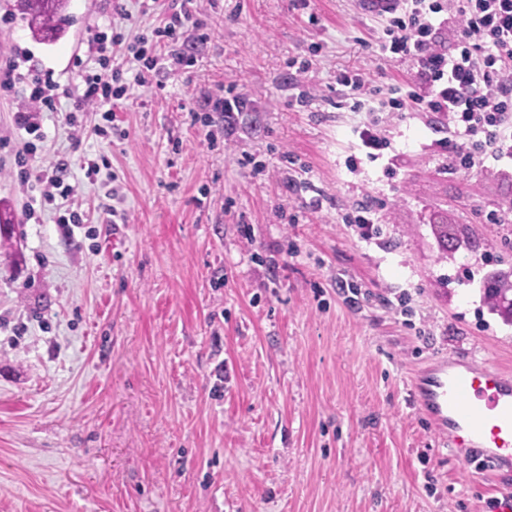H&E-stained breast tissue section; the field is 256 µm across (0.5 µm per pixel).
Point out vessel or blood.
Segmentation results:
<instances>
[{
  "label": "vessel or blood",
  "mask_w": 512,
  "mask_h": 512,
  "mask_svg": "<svg viewBox=\"0 0 512 512\" xmlns=\"http://www.w3.org/2000/svg\"><path fill=\"white\" fill-rule=\"evenodd\" d=\"M410 398L452 451H471L475 477L512 465V374L436 361L414 378Z\"/></svg>",
  "instance_id": "1"
}]
</instances>
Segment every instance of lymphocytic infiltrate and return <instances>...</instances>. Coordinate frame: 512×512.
<instances>
[{
    "label": "lymphocytic infiltrate",
    "instance_id": "obj_1",
    "mask_svg": "<svg viewBox=\"0 0 512 512\" xmlns=\"http://www.w3.org/2000/svg\"><path fill=\"white\" fill-rule=\"evenodd\" d=\"M122 42L117 32L92 36L88 58L74 60L81 77L75 93L52 73L29 80L14 61H6L0 68V94L23 82L29 85L28 105L14 116L18 129L39 135L42 113L56 111L60 98L70 97L69 125L78 126L79 113L98 112L104 123L95 132L107 136L112 109L128 94L112 61L113 48ZM378 47L391 60L411 63L413 76L393 88L391 96L375 99L361 73L337 75L353 111L362 115L353 128L361 155L349 159V168H356L362 157L376 161L389 149L379 113L429 112L441 118L435 130L454 168L469 171L491 160L499 169H512V0H399L386 18ZM36 151L31 143L17 156L21 187L39 191L45 201L69 200L76 187L67 181L68 161L36 165Z\"/></svg>",
    "mask_w": 512,
    "mask_h": 512
}]
</instances>
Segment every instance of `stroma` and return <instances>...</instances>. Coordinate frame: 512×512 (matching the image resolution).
I'll return each instance as SVG.
<instances>
[{"label":"stroma","instance_id":"35a3bbf8","mask_svg":"<svg viewBox=\"0 0 512 512\" xmlns=\"http://www.w3.org/2000/svg\"><path fill=\"white\" fill-rule=\"evenodd\" d=\"M124 4L70 0L67 35L45 44L0 0V60L74 85V56L113 24V61L135 75L128 47L165 14ZM190 8L210 39L159 50L162 71L116 113L123 137H97V112L75 136L66 97L44 114L37 152L78 184L73 235L20 190L26 95L0 97L15 226L0 242V512H487L512 470L478 484L409 377L432 358L512 372V325L481 298L483 278L512 273V222L492 221L512 212V175L449 169L414 112L380 113L392 150L347 169L361 116L337 108V74L383 94L412 74L377 56L379 21L353 0ZM232 85L256 109L228 129L212 106ZM309 87L319 98L298 106ZM87 155L109 162L93 184ZM365 196L382 217L369 242L337 221ZM441 215L458 236L438 237Z\"/></svg>","mask_w":512,"mask_h":512}]
</instances>
